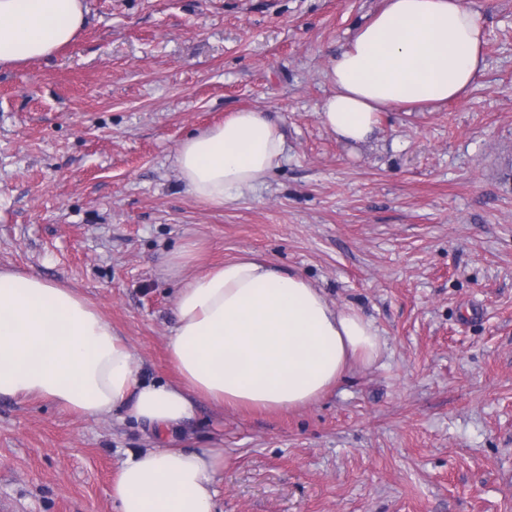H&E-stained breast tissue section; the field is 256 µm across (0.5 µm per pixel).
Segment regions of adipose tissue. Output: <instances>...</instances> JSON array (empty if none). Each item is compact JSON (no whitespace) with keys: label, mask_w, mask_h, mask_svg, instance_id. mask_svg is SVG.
Returning <instances> with one entry per match:
<instances>
[{"label":"adipose tissue","mask_w":512,"mask_h":512,"mask_svg":"<svg viewBox=\"0 0 512 512\" xmlns=\"http://www.w3.org/2000/svg\"><path fill=\"white\" fill-rule=\"evenodd\" d=\"M87 14L86 0H0V69L57 54ZM483 41V18L465 0H383L332 58L318 117L354 146L382 112L462 100L485 67ZM285 152L277 122L242 109L181 141L175 162L196 199L221 207L264 184ZM197 260L190 244L166 268L178 282L167 382L142 378L125 338L74 289L0 269V398L34 396L87 417L120 410L164 440L127 452L110 489L117 512H217L223 449L174 443L198 403L303 408L380 351L370 319L298 274L252 257L199 271Z\"/></svg>","instance_id":"obj_1"}]
</instances>
